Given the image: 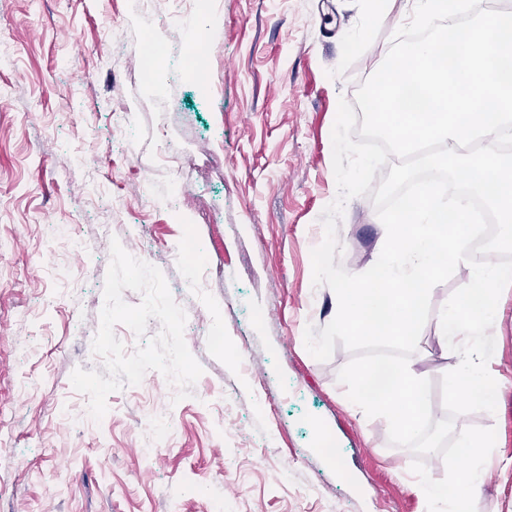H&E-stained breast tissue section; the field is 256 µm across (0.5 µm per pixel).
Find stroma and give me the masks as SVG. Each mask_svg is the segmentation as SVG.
<instances>
[{
    "instance_id": "35a3bbf8",
    "label": "stroma",
    "mask_w": 512,
    "mask_h": 512,
    "mask_svg": "<svg viewBox=\"0 0 512 512\" xmlns=\"http://www.w3.org/2000/svg\"><path fill=\"white\" fill-rule=\"evenodd\" d=\"M130 3L0 0V512H425L412 451L390 445L338 379L351 352L339 344L320 361L304 344L336 315L311 252L338 194V102L380 67L409 0L375 14L370 0H209L194 18L204 83L170 69L187 27L147 30ZM156 48L149 82L139 59ZM168 140L184 163L161 162ZM145 181L152 209L135 193ZM57 224L82 251H66ZM115 239L163 273L203 373L177 402L148 371L97 421L71 374L103 369L92 341ZM337 240L335 264L374 265L385 227L371 196L346 202ZM469 280L460 267L435 286L411 357L433 383L436 421L451 363L436 315ZM498 308L496 411L464 416L496 431L476 512H512V285ZM155 407L173 431L147 434L140 418Z\"/></svg>"
}]
</instances>
